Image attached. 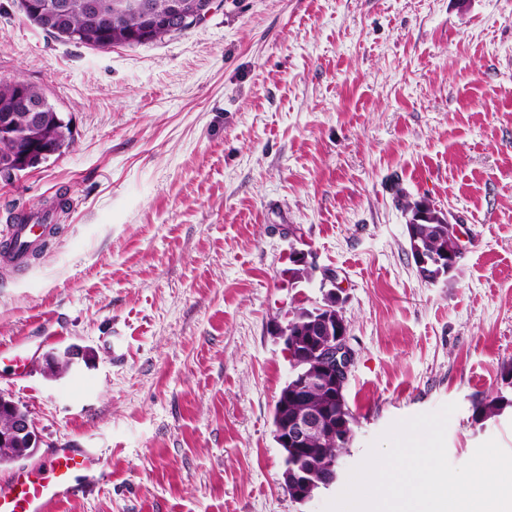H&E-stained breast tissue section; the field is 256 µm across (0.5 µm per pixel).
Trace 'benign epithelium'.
I'll use <instances>...</instances> for the list:
<instances>
[{
    "instance_id": "benign-epithelium-1",
    "label": "benign epithelium",
    "mask_w": 512,
    "mask_h": 512,
    "mask_svg": "<svg viewBox=\"0 0 512 512\" xmlns=\"http://www.w3.org/2000/svg\"><path fill=\"white\" fill-rule=\"evenodd\" d=\"M216 2L196 0L188 10L180 0H172L168 19L204 18L212 12ZM406 215L407 232L412 236L416 235L419 225L434 222L439 217L425 205L411 207ZM448 239V248L438 253L420 247L414 250L418 271L429 283L439 281L438 277L430 274L431 270L445 266L450 271L456 265L457 256L463 254L458 225L448 224ZM323 283L330 284L331 288L324 293L322 302L309 308L306 329L308 337L314 338L312 348L301 350L295 321L288 318L285 323H277L274 327L288 353L291 397L302 404L300 409L279 415L275 437L284 453L285 481L294 488L303 504L313 500L312 489L317 480L312 471L302 466V462L312 454L313 441L325 447L338 441L342 424L336 421V397L346 388L354 364V353L347 343V324L336 315V309L343 302L340 289L336 288V274H325ZM1 406L5 407L10 422L8 428L0 432V459L20 462L40 447V439L27 412L2 393Z\"/></svg>"
}]
</instances>
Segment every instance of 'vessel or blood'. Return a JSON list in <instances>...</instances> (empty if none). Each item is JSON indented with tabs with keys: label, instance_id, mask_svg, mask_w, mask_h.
<instances>
[{
	"label": "vessel or blood",
	"instance_id": "b4317fda",
	"mask_svg": "<svg viewBox=\"0 0 512 512\" xmlns=\"http://www.w3.org/2000/svg\"><path fill=\"white\" fill-rule=\"evenodd\" d=\"M51 231V225L26 219L12 225L0 247V269L27 264ZM106 477L96 452L61 444L44 461L19 469L0 484V512H58L62 504L92 493Z\"/></svg>",
	"mask_w": 512,
	"mask_h": 512
}]
</instances>
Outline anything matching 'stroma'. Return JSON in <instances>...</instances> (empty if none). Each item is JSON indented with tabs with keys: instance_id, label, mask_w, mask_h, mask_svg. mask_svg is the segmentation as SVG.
<instances>
[{
	"instance_id": "1",
	"label": "stroma",
	"mask_w": 512,
	"mask_h": 512,
	"mask_svg": "<svg viewBox=\"0 0 512 512\" xmlns=\"http://www.w3.org/2000/svg\"><path fill=\"white\" fill-rule=\"evenodd\" d=\"M41 85L75 142L0 178L9 215L54 234L0 275V342L50 320L0 390L41 438L110 474L60 512H325L394 422L456 404L460 466L512 365V0H220L186 30L94 49L0 0V78ZM427 199L464 255L431 285L397 201ZM316 269L293 280L295 252ZM335 272L356 422L336 482L297 503L273 411L289 375L274 321ZM68 355L50 375L48 357ZM512 404V399H508L504 395L492 398H485L479 401L473 407V415L482 419L499 416L504 408Z\"/></svg>"
}]
</instances>
